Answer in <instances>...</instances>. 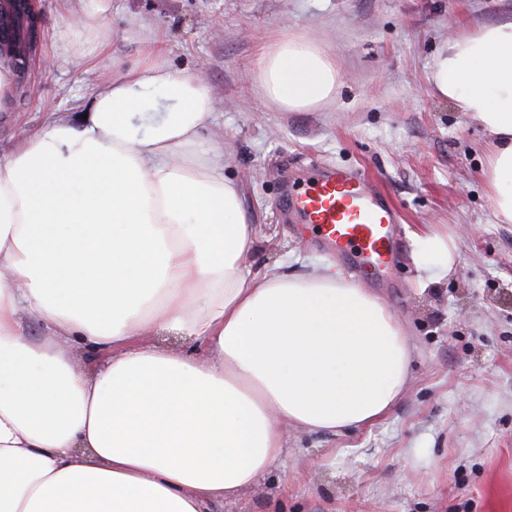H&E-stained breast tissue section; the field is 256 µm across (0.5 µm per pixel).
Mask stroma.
<instances>
[{
	"mask_svg": "<svg viewBox=\"0 0 512 512\" xmlns=\"http://www.w3.org/2000/svg\"><path fill=\"white\" fill-rule=\"evenodd\" d=\"M37 19L24 85L0 111V155L56 120L76 121L110 71L163 40L174 70L203 74L208 136L226 145L255 231L246 266L332 263L281 223L285 186L312 168L373 177L400 215L393 263L367 288L404 325L411 383L381 422L349 434L289 433L288 453L223 512H512V224L498 223L481 176L488 133L431 90L449 34L512 20V0H112L104 56L83 74L64 31L77 0H28ZM281 34L321 41L342 81L316 112H278L251 73ZM448 238L436 278L423 238Z\"/></svg>",
	"mask_w": 512,
	"mask_h": 512,
	"instance_id": "stroma-1",
	"label": "stroma"
}]
</instances>
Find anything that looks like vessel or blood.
I'll list each match as a JSON object with an SVG mask.
<instances>
[{
  "instance_id": "vessel-or-blood-1",
  "label": "vessel or blood",
  "mask_w": 512,
  "mask_h": 512,
  "mask_svg": "<svg viewBox=\"0 0 512 512\" xmlns=\"http://www.w3.org/2000/svg\"><path fill=\"white\" fill-rule=\"evenodd\" d=\"M285 211L298 217L297 232L311 234L354 277L388 266L399 214L366 174L340 166L315 172L289 191Z\"/></svg>"
}]
</instances>
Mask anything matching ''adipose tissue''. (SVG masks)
I'll return each mask as SVG.
<instances>
[{"mask_svg": "<svg viewBox=\"0 0 512 512\" xmlns=\"http://www.w3.org/2000/svg\"><path fill=\"white\" fill-rule=\"evenodd\" d=\"M165 54L98 85L82 128L0 156V512H211L265 478L287 429L374 424L408 386L380 298L332 265L244 268L254 228L205 135L213 99ZM340 84L303 35L272 39L254 76L279 112ZM430 84L489 132L483 178L512 224V21L449 36Z\"/></svg>", "mask_w": 512, "mask_h": 512, "instance_id": "ef3b65f1", "label": "adipose tissue"}]
</instances>
